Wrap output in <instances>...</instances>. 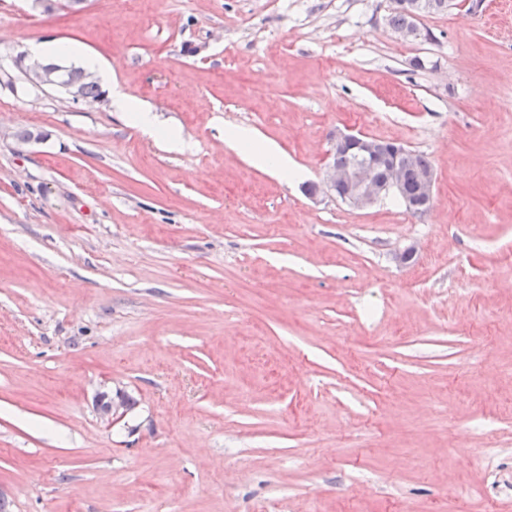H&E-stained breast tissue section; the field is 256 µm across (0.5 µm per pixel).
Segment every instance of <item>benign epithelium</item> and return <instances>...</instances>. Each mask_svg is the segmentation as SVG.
Segmentation results:
<instances>
[{
    "label": "benign epithelium",
    "instance_id": "1",
    "mask_svg": "<svg viewBox=\"0 0 512 512\" xmlns=\"http://www.w3.org/2000/svg\"><path fill=\"white\" fill-rule=\"evenodd\" d=\"M20 65L30 82L38 86L56 88L72 100L80 99L79 86L62 78V69L47 61L20 58ZM345 150L356 157V161L345 168L336 167L332 159H327L319 191L330 194L356 209H365L375 204L381 197L394 194L401 198L407 210L417 215L425 214L434 201L436 183L435 171L430 169L420 175L415 193L406 192L403 182V165L407 150L403 147L386 148L373 139L360 133L336 132L332 139V151ZM385 163L389 168V178L384 184L373 177L375 164ZM120 398L100 396L98 410L104 419H114L122 415Z\"/></svg>",
    "mask_w": 512,
    "mask_h": 512
}]
</instances>
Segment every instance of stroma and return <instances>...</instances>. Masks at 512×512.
I'll list each match as a JSON object with an SVG mask.
<instances>
[{
	"mask_svg": "<svg viewBox=\"0 0 512 512\" xmlns=\"http://www.w3.org/2000/svg\"><path fill=\"white\" fill-rule=\"evenodd\" d=\"M387 16L0 0V512H512V0ZM35 40L182 148L32 84ZM339 129L427 155L431 209L310 198ZM32 48L36 53L46 57L73 58L83 68L101 71L103 81H109L108 69L104 68L97 58L83 54L76 47L60 43H37L32 45ZM112 106L121 112H127L132 124L144 132L154 135L159 133V127L155 122L152 111L134 100L120 85L112 82ZM253 137V133L244 128L229 129L225 132V139L238 149L248 151L255 164L270 168L282 180L288 181L296 176V171L288 164L287 158L269 145L263 148L256 147Z\"/></svg>",
	"mask_w": 512,
	"mask_h": 512,
	"instance_id": "35a3bbf8",
	"label": "stroma"
}]
</instances>
